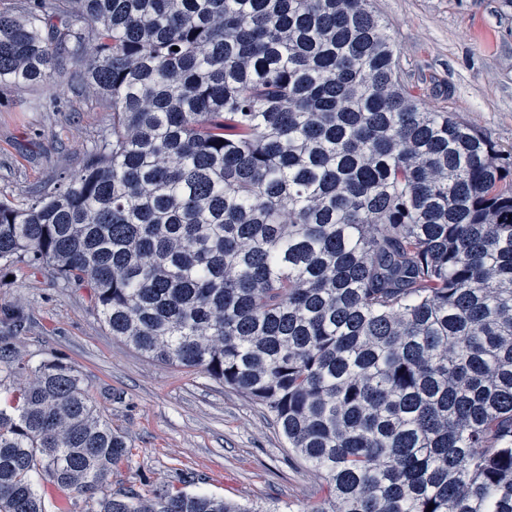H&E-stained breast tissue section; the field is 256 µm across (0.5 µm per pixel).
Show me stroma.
<instances>
[{"mask_svg": "<svg viewBox=\"0 0 512 512\" xmlns=\"http://www.w3.org/2000/svg\"><path fill=\"white\" fill-rule=\"evenodd\" d=\"M400 74L431 109L450 112L512 153V0H374ZM66 76L35 87H0V200L27 206L79 169L112 128L92 88ZM54 359L84 376L102 418L128 455L102 491L136 492L190 482L265 512H311L325 482L296 458L272 418L200 371L142 355L112 337L93 288L51 265L0 260V398Z\"/></svg>", "mask_w": 512, "mask_h": 512, "instance_id": "1", "label": "stroma"}]
</instances>
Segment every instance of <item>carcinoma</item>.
Here are the masks:
<instances>
[{"mask_svg":"<svg viewBox=\"0 0 512 512\" xmlns=\"http://www.w3.org/2000/svg\"><path fill=\"white\" fill-rule=\"evenodd\" d=\"M68 58L112 133L28 208L0 201V260L90 284L113 337L264 409L324 475L312 512H512V163L423 106L372 0L0 12V84ZM126 454L43 361L0 406V512H46L35 475L96 512H252L95 498Z\"/></svg>","mask_w":512,"mask_h":512,"instance_id":"cac0c4a2","label":"carcinoma"}]
</instances>
